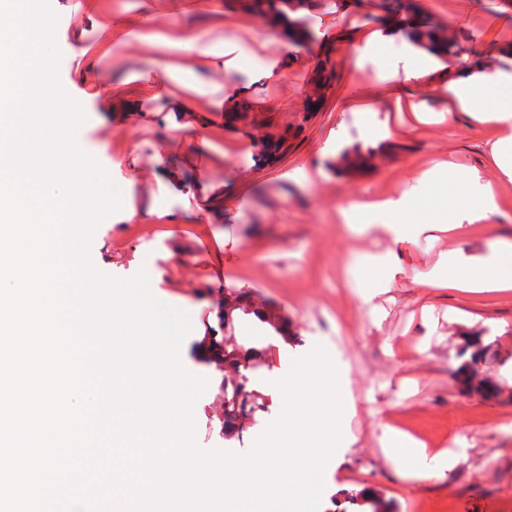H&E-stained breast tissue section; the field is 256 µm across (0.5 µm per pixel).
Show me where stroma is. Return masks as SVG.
Wrapping results in <instances>:
<instances>
[{"instance_id":"1","label":"stroma","mask_w":512,"mask_h":512,"mask_svg":"<svg viewBox=\"0 0 512 512\" xmlns=\"http://www.w3.org/2000/svg\"><path fill=\"white\" fill-rule=\"evenodd\" d=\"M79 2L54 0L58 81L87 111L77 139L119 189L137 178V196L157 208L132 223L120 212L104 219L89 256L97 270L114 277L146 270L154 296L189 315L193 330L181 348L182 365L209 381L194 407L197 447L249 452L283 406L282 397L268 387L270 373L287 374L293 358L319 345L336 370L347 371L356 413L340 442L343 462L324 473L318 512H331L327 503L337 492L363 488L381 493L393 512H512V291L470 295L447 288L426 296L400 284L377 297L383 314L373 318L351 287L375 288L379 282L372 270L349 262L348 253L354 248L379 253L386 245L351 239L343 215L354 203L402 197L410 174L440 163L496 181L491 128L449 116L441 84L456 76L462 63L489 73L512 65V0H417L426 15L449 28L460 54L422 83L406 85V93L431 116L414 126L400 125L390 91L405 67L426 66L428 55L402 33L388 35L380 20L383 0H316L302 13L306 41L288 47L273 28L226 8L225 0H110L118 24L155 35L230 41L239 60L228 75L192 56L144 46L116 50L94 67L121 92L112 101V120L111 111L85 96L76 72L78 46L97 39ZM327 45L334 50L336 84L274 163L257 164L253 139L220 122L207 130L224 149L219 158L198 149L192 134L124 116L131 102L142 112L174 111L172 97L154 96L134 76L148 71L165 80L170 68L178 67L222 85L225 96L247 97L261 116L295 124ZM356 144L382 148L386 156L362 175H336L330 162ZM501 206L500 222L469 225L451 243L420 242L405 251V261L431 266L451 244L470 254L485 253L492 239L512 235V185L502 187ZM167 210L188 215V223H165L159 214ZM241 288L256 302L287 314L298 340L272 347L257 362L255 389L269 399V410L240 438L229 440L221 431L222 375L197 352L225 297ZM426 300L438 319L431 331L420 324ZM450 307L464 310V317L445 319ZM424 337L429 347L421 353L416 345ZM477 345L486 350L477 375L493 385L490 393L459 380L460 367ZM383 422L405 427L432 448L458 449L462 458L456 469L427 483L403 479L383 452Z\"/></svg>"}]
</instances>
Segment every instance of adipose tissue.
<instances>
[{"label":"adipose tissue","mask_w":512,"mask_h":512,"mask_svg":"<svg viewBox=\"0 0 512 512\" xmlns=\"http://www.w3.org/2000/svg\"><path fill=\"white\" fill-rule=\"evenodd\" d=\"M85 9L98 31L94 44L77 50L78 62L85 67H93L99 60L111 57L118 43L125 46L146 44L156 51L213 58L219 60L221 68L229 73L238 67L236 58L230 57L223 45L209 43L201 35L153 36L127 30L120 40H113L112 11L105 0H86ZM491 83L498 88L492 100L487 97V86ZM177 86L182 99L177 102L176 112L170 118L174 129H200L199 115L185 105L194 94L210 93L211 109L223 111V88L209 90L203 81L182 79L178 80ZM443 89L448 94L449 112L463 113L475 123L494 130L491 153L498 170L497 183L482 181L476 171H463L451 165L441 172L448 187L469 186L473 193L470 200L433 210L425 216L413 214L399 222L394 216L405 209V199L357 203L351 210L361 214L362 220L349 225L348 230L357 236L372 235L388 242L389 247L383 253L362 258L363 264L378 274L384 288L409 280L422 288H453L473 294L508 291L512 289V239L504 236L494 238L487 253L482 255H470L455 247L447 249L423 272L409 267L403 260L402 245H413L422 239L438 241L464 225L497 221L503 215L498 187L512 183V71L502 70L492 76L472 72L449 80ZM381 442L386 457L404 475L418 481L442 478L445 471L453 469L458 462L454 450L430 453L424 441L390 424L383 425Z\"/></svg>","instance_id":"adipose-tissue-1"}]
</instances>
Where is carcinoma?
Segmentation results:
<instances>
[{
	"label": "carcinoma",
	"instance_id": "1",
	"mask_svg": "<svg viewBox=\"0 0 512 512\" xmlns=\"http://www.w3.org/2000/svg\"><path fill=\"white\" fill-rule=\"evenodd\" d=\"M311 6L313 0H227L226 3L230 9L243 11L282 27L295 41L303 40L306 35L297 13ZM385 18L394 22L415 48L439 57L452 58L457 55L456 44L444 39L442 28L432 25L413 5L403 0H386ZM287 141L286 131L278 136L261 135L256 138L258 156L262 159L273 158L281 152ZM377 153L378 150L372 147L354 145L343 150L331 168L346 174H356L370 168ZM252 313L278 334L283 333L288 326V317L280 310L270 304L255 302L246 292L224 302V312L219 316V327L224 329V336L212 337L217 353L208 362L224 373V436L227 438L243 432L245 423L257 411V406L251 401L253 390L249 373L260 351L236 336L240 317ZM346 499L351 512H389L384 498L372 490L363 489L346 496Z\"/></svg>",
	"mask_w": 512,
	"mask_h": 512
}]
</instances>
